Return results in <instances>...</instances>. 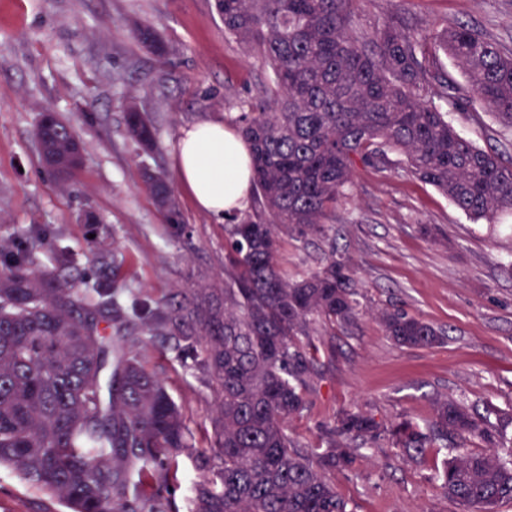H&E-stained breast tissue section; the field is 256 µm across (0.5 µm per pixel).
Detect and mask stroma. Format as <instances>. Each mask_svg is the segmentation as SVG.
I'll return each instance as SVG.
<instances>
[{"mask_svg": "<svg viewBox=\"0 0 512 512\" xmlns=\"http://www.w3.org/2000/svg\"><path fill=\"white\" fill-rule=\"evenodd\" d=\"M396 15L429 38L468 22L512 48V0H366L360 23L368 29ZM145 24L166 45L165 55L135 38ZM270 78L265 64L225 37L215 0H0V240L29 248L40 267L51 264L58 245L81 261L93 247L116 252L125 286L156 298L202 280L223 283V220L199 209L180 185L192 240L170 237L143 170L176 177L183 129L207 120L236 128ZM133 102L157 130L148 154L138 153L126 130ZM435 104L447 108L443 99ZM46 109L68 122L85 148L83 170L64 187L45 168L34 137ZM447 110L462 136L512 157V132L478 100ZM85 211L96 223H80ZM425 224L430 233L422 232ZM35 226L48 229L43 242L30 237ZM333 245L357 267L365 313L337 331L335 358L325 359L306 410L287 422L299 447L320 446L323 426L342 409L421 424L439 398L464 400L492 417L512 409V215L477 221L401 164L362 167L324 236L282 235L279 263L297 276L315 269ZM391 305L446 329V341L396 345L376 316ZM159 373L198 447H206L212 390L168 356ZM445 457L433 449L423 461H409L383 441L360 449L334 482L351 512H464L435 478ZM0 512L68 510L1 468Z\"/></svg>", "mask_w": 512, "mask_h": 512, "instance_id": "35a3bbf8", "label": "stroma"}]
</instances>
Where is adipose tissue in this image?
I'll return each mask as SVG.
<instances>
[{"instance_id": "obj_1", "label": "adipose tissue", "mask_w": 512, "mask_h": 512, "mask_svg": "<svg viewBox=\"0 0 512 512\" xmlns=\"http://www.w3.org/2000/svg\"><path fill=\"white\" fill-rule=\"evenodd\" d=\"M176 167L200 208L217 215L243 208L251 179L249 151L223 123L203 121L185 129Z\"/></svg>"}]
</instances>
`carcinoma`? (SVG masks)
<instances>
[{
  "mask_svg": "<svg viewBox=\"0 0 512 512\" xmlns=\"http://www.w3.org/2000/svg\"><path fill=\"white\" fill-rule=\"evenodd\" d=\"M364 0H215L224 35L255 53L272 83L239 117L251 150V213H226L224 285L129 297L117 255L89 251L112 282L68 279L34 266L27 249L0 241V467L63 501L70 512H349L330 475L350 469L360 447L387 441L410 459L430 448L448 456L436 479L469 512L512 501V460L495 449L504 423L440 399L432 421L389 425L343 410L323 446L298 447L286 420L309 403L322 376L312 324L347 330L359 315L361 283L331 247L321 267L293 279L280 267L281 234L325 233L359 166L400 157L407 171L465 214L492 224L512 214V162L463 137L424 94L439 80L425 65V38L400 17L360 28ZM433 49L451 57L480 103L512 130V51L459 23ZM130 138L153 147L156 129L125 113ZM41 155L68 157L77 134L57 114L37 127ZM145 184L174 237L186 233L173 182ZM379 320L395 344L431 348L447 332L399 309ZM110 326V332L100 328ZM173 353L213 390L208 447L196 445L156 366ZM479 441L486 452L466 450ZM193 458L191 495L178 498L179 460Z\"/></svg>",
  "mask_w": 512,
  "mask_h": 512,
  "instance_id": "cac0c4a2",
  "label": "carcinoma"
}]
</instances>
